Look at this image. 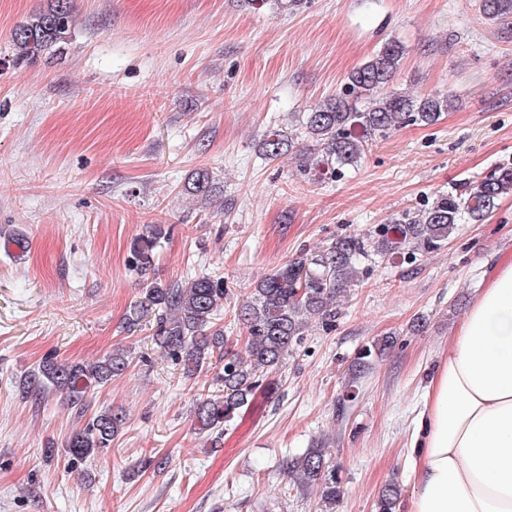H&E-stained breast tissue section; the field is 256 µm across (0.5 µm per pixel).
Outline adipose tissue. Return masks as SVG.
I'll use <instances>...</instances> for the list:
<instances>
[{"mask_svg": "<svg viewBox=\"0 0 512 512\" xmlns=\"http://www.w3.org/2000/svg\"><path fill=\"white\" fill-rule=\"evenodd\" d=\"M407 512H512V261L498 264L423 396Z\"/></svg>", "mask_w": 512, "mask_h": 512, "instance_id": "ef3b65f1", "label": "adipose tissue"}]
</instances>
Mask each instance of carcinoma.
Instances as JSON below:
<instances>
[{
	"mask_svg": "<svg viewBox=\"0 0 512 512\" xmlns=\"http://www.w3.org/2000/svg\"><path fill=\"white\" fill-rule=\"evenodd\" d=\"M480 10L490 21L505 22L512 19V0H481ZM71 27L70 0H54L51 7L33 14L14 30L17 58L36 60L52 52L68 40ZM403 54L399 41L386 42L349 75L344 94L316 105L306 114L302 134L311 140L312 148L303 154L301 173L339 177L344 168L359 162L370 142L408 126L432 125L455 105V96L448 93L419 97L389 89ZM292 148L293 140L276 129L270 130L262 143V153L269 161ZM184 191L212 200V176L206 170L195 172ZM509 194L512 167H499L459 195L443 193L391 224L367 234L340 237L317 254L287 261L260 279L239 308V318L247 331L245 355L241 357L224 351L223 330L215 327V316L224 303L221 278L199 275L173 284L150 282L146 284V303L130 322L136 324L152 306L158 309L152 340L188 376L214 361L223 363L217 375L224 385L222 393L199 401L194 411L199 431H220L247 404L258 386L260 371L280 364L302 343L306 319L334 321L336 300L358 279L359 258L371 252L384 257L400 247L414 256L433 253L448 243L456 225L482 221L496 202ZM165 236L164 225L154 224L146 236L134 242L132 264L141 278L151 271L156 248ZM392 344L388 336L374 341L361 350L359 359L381 356ZM129 365L127 352L116 350L91 365L47 357L25 373L20 390L34 400L60 393L67 406L82 418L86 416L88 393L123 375ZM124 425L123 413L111 408L89 416L69 436L66 452L70 461H84L111 447ZM288 473L319 486L329 504L339 501L340 486L329 471L324 449L311 448L290 459ZM398 499V488L385 486L377 495L374 512H395Z\"/></svg>",
	"mask_w": 512,
	"mask_h": 512,
	"instance_id": "cac0c4a2",
	"label": "carcinoma"
}]
</instances>
